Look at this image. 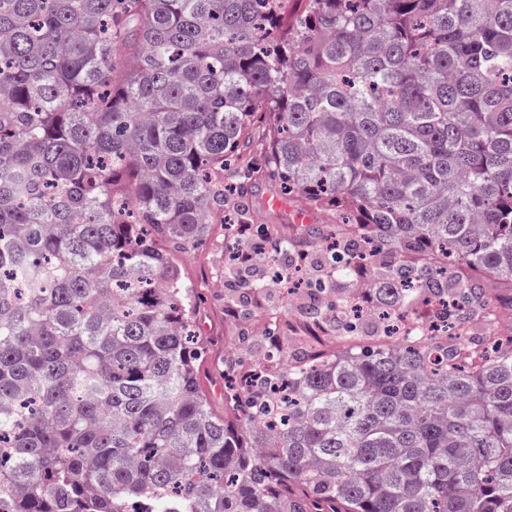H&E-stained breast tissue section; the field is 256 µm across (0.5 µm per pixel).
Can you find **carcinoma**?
Masks as SVG:
<instances>
[{"label": "carcinoma", "mask_w": 512, "mask_h": 512, "mask_svg": "<svg viewBox=\"0 0 512 512\" xmlns=\"http://www.w3.org/2000/svg\"><path fill=\"white\" fill-rule=\"evenodd\" d=\"M255 181L321 223L242 208L244 246L289 280L333 239L305 315L351 345L224 359L219 416L170 251ZM496 280L512 0H0V512H512ZM428 300L442 335L393 339Z\"/></svg>", "instance_id": "1"}]
</instances>
